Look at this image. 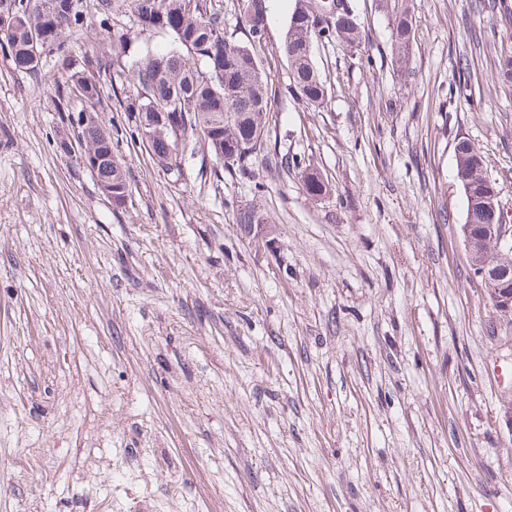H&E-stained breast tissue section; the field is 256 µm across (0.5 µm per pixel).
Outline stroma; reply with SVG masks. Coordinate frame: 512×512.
I'll return each instance as SVG.
<instances>
[{
    "instance_id": "35a3bbf8",
    "label": "stroma",
    "mask_w": 512,
    "mask_h": 512,
    "mask_svg": "<svg viewBox=\"0 0 512 512\" xmlns=\"http://www.w3.org/2000/svg\"><path fill=\"white\" fill-rule=\"evenodd\" d=\"M114 2L72 52L126 47L98 106L122 207L72 146L64 75L0 49V512H512V321L454 177L465 138L512 216V16L411 0L404 71L390 15L350 0L361 43L314 41V107L277 52L296 0H266L269 137L247 171L197 154L177 181L123 132L120 75L172 38Z\"/></svg>"
}]
</instances>
